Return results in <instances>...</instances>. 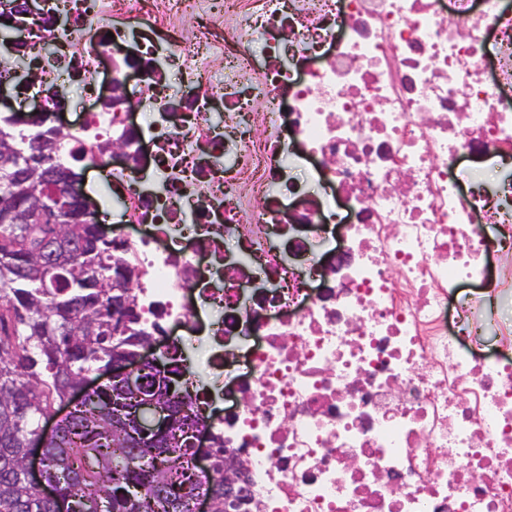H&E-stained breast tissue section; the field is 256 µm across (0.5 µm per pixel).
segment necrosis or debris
<instances>
[{
    "label": "necrosis or debris",
    "mask_w": 512,
    "mask_h": 512,
    "mask_svg": "<svg viewBox=\"0 0 512 512\" xmlns=\"http://www.w3.org/2000/svg\"><path fill=\"white\" fill-rule=\"evenodd\" d=\"M32 3L0 84L95 102L144 329L210 353L198 494L228 452L242 512H512V0Z\"/></svg>",
    "instance_id": "1"
}]
</instances>
